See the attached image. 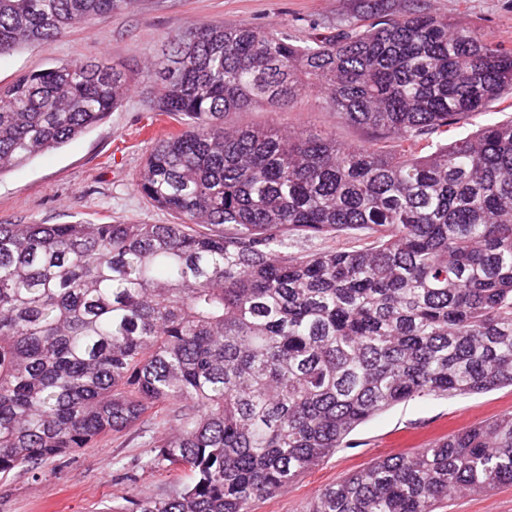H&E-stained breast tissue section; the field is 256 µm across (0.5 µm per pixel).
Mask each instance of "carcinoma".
I'll list each match as a JSON object with an SVG mask.
<instances>
[{
	"mask_svg": "<svg viewBox=\"0 0 512 512\" xmlns=\"http://www.w3.org/2000/svg\"><path fill=\"white\" fill-rule=\"evenodd\" d=\"M134 0H0V57ZM155 140L139 192L170 224H0V474L162 414L146 468L187 480L112 512H250L418 397L512 387V50L417 10L343 35L251 25L165 38L149 73ZM130 79L61 63L0 87V172L120 106ZM315 90L336 131L227 128ZM204 227L199 232L195 227ZM354 235L290 251L289 236ZM512 483V415L394 454L306 512H438ZM512 116V98L504 102H498L491 106L488 112L476 114L469 119L470 130L476 129L478 126L487 123L488 121H503L510 120Z\"/></svg>",
	"mask_w": 512,
	"mask_h": 512,
	"instance_id": "carcinoma-1",
	"label": "carcinoma"
}]
</instances>
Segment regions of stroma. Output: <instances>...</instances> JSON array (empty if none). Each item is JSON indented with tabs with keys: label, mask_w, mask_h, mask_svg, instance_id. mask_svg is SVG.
<instances>
[{
	"label": "stroma",
	"mask_w": 512,
	"mask_h": 512,
	"mask_svg": "<svg viewBox=\"0 0 512 512\" xmlns=\"http://www.w3.org/2000/svg\"><path fill=\"white\" fill-rule=\"evenodd\" d=\"M389 11L412 6L493 34L512 48V0H382ZM375 0H136L128 10L99 18L50 44H27L0 58V86L19 76L72 61H100L125 69L133 86L122 106L87 133L59 149L0 173V224H68L76 221L168 224L171 215L149 204L134 177L149 154L147 129L154 118L146 71L163 37L200 24H248L287 30L294 39L363 22ZM229 127L278 126L311 132L335 130L355 144L369 130L343 122L314 93L288 109L257 107L225 116ZM512 414V387L448 398H416L358 426L346 447L296 477L276 497L253 503L251 512H305L324 486L386 456L408 453L457 429ZM165 418L113 434L45 465L38 475L13 470L0 478V512H107L130 494L160 497L180 473L147 469L149 443Z\"/></svg>",
	"instance_id": "1"
}]
</instances>
